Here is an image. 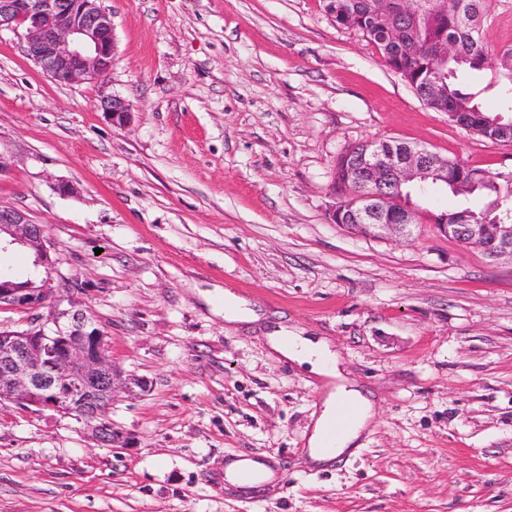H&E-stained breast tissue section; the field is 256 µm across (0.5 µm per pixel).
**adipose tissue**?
<instances>
[{
  "label": "adipose tissue",
  "instance_id": "obj_1",
  "mask_svg": "<svg viewBox=\"0 0 512 512\" xmlns=\"http://www.w3.org/2000/svg\"><path fill=\"white\" fill-rule=\"evenodd\" d=\"M268 341L272 350L288 361L337 381L336 387L323 399L308 438L311 465L324 468L334 458L354 453L361 435L372 425L373 401L342 380L336 356L326 341L279 330L269 335ZM344 402L351 403L356 409L355 415L346 419L339 418L336 412L338 405Z\"/></svg>",
  "mask_w": 512,
  "mask_h": 512
}]
</instances>
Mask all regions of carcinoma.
<instances>
[{
	"mask_svg": "<svg viewBox=\"0 0 512 512\" xmlns=\"http://www.w3.org/2000/svg\"><path fill=\"white\" fill-rule=\"evenodd\" d=\"M417 12L427 22H414L409 14L398 10L395 0H323L329 16L336 17V24L355 30L370 41L379 51L385 64L398 72L399 76L414 91L428 108L449 114V119L458 116L466 120L463 127L483 137L488 122L497 118L475 101L468 92L465 79L471 74H490L495 83L506 93L512 94V48L502 52L491 49L485 37L484 23L489 15L490 0H448V11L444 12L434 0H415ZM448 39L455 46L448 65L443 67L445 79L443 94L437 98L428 95L425 80L438 68L436 59L426 51L408 53L410 43L432 44ZM448 183L428 179L418 180L413 186H389L391 195H411L427 198L430 195L451 189L449 183H460L454 195L480 193L487 205L480 211L468 207L453 210L431 211L421 208L412 213L410 221L421 223L439 222V217H448V223H456V217L464 214L471 224L512 223V173H493L481 168L468 167L456 160L447 159Z\"/></svg>",
	"mask_w": 512,
	"mask_h": 512,
	"instance_id": "1",
	"label": "carcinoma"
}]
</instances>
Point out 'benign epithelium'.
I'll return each mask as SVG.
<instances>
[{
	"instance_id": "7a95c632",
	"label": "benign epithelium",
	"mask_w": 512,
	"mask_h": 512,
	"mask_svg": "<svg viewBox=\"0 0 512 512\" xmlns=\"http://www.w3.org/2000/svg\"><path fill=\"white\" fill-rule=\"evenodd\" d=\"M13 26L25 28L27 55L58 83L102 80L112 69V17L99 0H0V28ZM101 106L112 123H127L130 109L124 101L106 99ZM445 169L419 144L408 145L397 161L385 157L376 141H368L359 153L345 157V176L338 183L349 203L335 206L331 221L369 237L407 236L410 204L404 197L383 195L384 181L410 185L436 170L446 182ZM434 228L479 249L493 263L512 259V224L443 223ZM13 245L33 250L41 275L27 288L0 286V310L34 314L28 328L0 331V397L63 415L91 403L94 414L81 419L99 437L116 442L107 419L115 382L104 333L76 297L78 283L53 278L42 225L19 209L0 206V251ZM47 306V316L38 314Z\"/></svg>"
}]
</instances>
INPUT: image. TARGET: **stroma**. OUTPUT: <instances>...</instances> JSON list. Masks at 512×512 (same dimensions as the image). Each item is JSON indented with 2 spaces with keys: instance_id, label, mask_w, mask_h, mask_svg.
<instances>
[{
  "instance_id": "1",
  "label": "stroma",
  "mask_w": 512,
  "mask_h": 512,
  "mask_svg": "<svg viewBox=\"0 0 512 512\" xmlns=\"http://www.w3.org/2000/svg\"><path fill=\"white\" fill-rule=\"evenodd\" d=\"M102 6L101 81H52L24 27L0 29V205L79 282L127 384L107 413L125 443L0 401V512H512V262L429 223L373 239L329 219L351 145L507 173L512 143L429 109L323 0ZM228 295L256 321L225 320ZM280 328L326 340L375 396L355 455L308 464L326 381L271 350ZM245 453L274 486L225 483Z\"/></svg>"
}]
</instances>
